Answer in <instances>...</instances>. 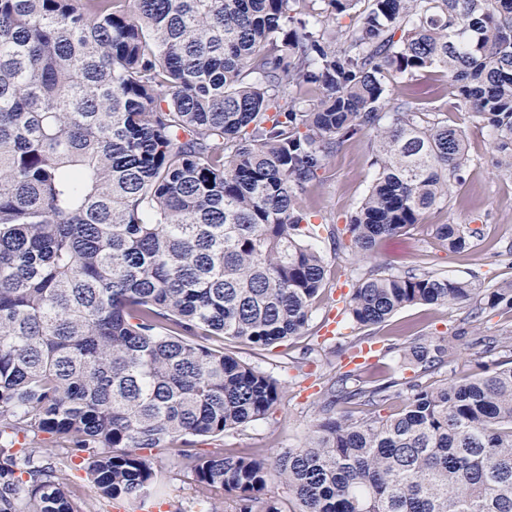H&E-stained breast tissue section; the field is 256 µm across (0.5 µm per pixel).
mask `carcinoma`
Returning <instances> with one entry per match:
<instances>
[{"label":"carcinoma","mask_w":512,"mask_h":512,"mask_svg":"<svg viewBox=\"0 0 512 512\" xmlns=\"http://www.w3.org/2000/svg\"><path fill=\"white\" fill-rule=\"evenodd\" d=\"M299 2L0 0V512H101L69 483L75 457L101 498L144 503L162 491L154 450L204 512H512V348L436 388L342 372L272 463L196 451L282 397L224 341L264 351L308 330L327 264L301 199L331 154L373 137L343 229L364 257L461 179L464 132L389 97L387 76L441 71L512 151V0ZM436 234L471 248L459 224ZM467 302L511 310L512 281L369 272L344 314L372 328ZM461 340L420 338L404 360L425 374ZM42 434L70 455L42 462Z\"/></svg>","instance_id":"carcinoma-1"}]
</instances>
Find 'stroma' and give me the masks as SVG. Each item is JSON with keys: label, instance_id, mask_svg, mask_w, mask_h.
Returning a JSON list of instances; mask_svg holds the SVG:
<instances>
[{"label": "stroma", "instance_id": "35a3bbf8", "mask_svg": "<svg viewBox=\"0 0 512 512\" xmlns=\"http://www.w3.org/2000/svg\"><path fill=\"white\" fill-rule=\"evenodd\" d=\"M387 85L392 97L411 95L432 118L465 129L469 160L462 182L418 224L379 242L370 257L360 258L348 245L336 247L330 237H323L319 247L328 263V275L314 303L306 335L270 351L260 352L243 343L232 346L238 358L284 383L280 402L266 418L225 435L223 441L202 444L201 452L223 447L260 448L271 459L304 442L316 417L318 392L344 365L333 354L335 345L349 344L364 334L342 314L344 295L364 273L430 272L474 281L485 288L512 280V177L496 166L499 153L490 131L475 126L467 113L454 108L451 88L440 73L423 72L411 80L391 76ZM372 157L369 135L345 141L329 158L319 179L308 187L301 200L303 207L325 217L330 227L344 228L374 177ZM448 223L477 230L472 249L448 251L435 233L436 225ZM470 309L467 303L448 307L417 304L398 311L383 325L372 328L374 350L363 370L384 381H416L428 387L475 375L472 352L464 345L450 351L447 366L423 375L400 357L401 348L419 336L512 337V312L496 309L473 318ZM299 359L303 368L293 369V361ZM155 464L164 475L163 505L160 510L147 507L143 512H198L192 486L170 453H157Z\"/></svg>", "mask_w": 512, "mask_h": 512}]
</instances>
